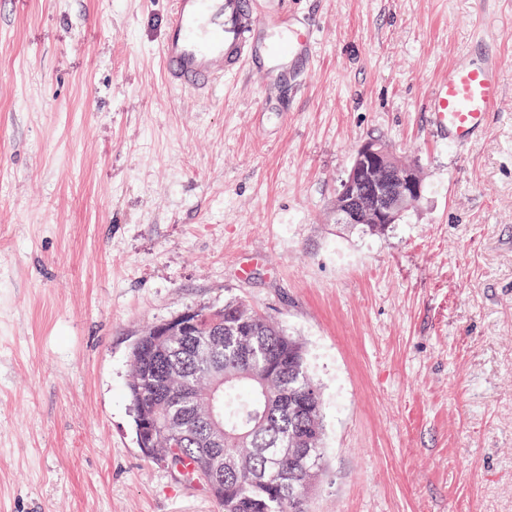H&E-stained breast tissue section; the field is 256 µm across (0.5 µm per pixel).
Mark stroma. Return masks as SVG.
Wrapping results in <instances>:
<instances>
[{"mask_svg": "<svg viewBox=\"0 0 512 512\" xmlns=\"http://www.w3.org/2000/svg\"><path fill=\"white\" fill-rule=\"evenodd\" d=\"M170 0H0V512H219L149 459L126 396L147 326L240 297L323 399L309 512H512V0H296L319 24L287 111L252 74L169 87ZM490 14L484 137L433 136L434 81ZM424 192L336 221L357 150Z\"/></svg>", "mask_w": 512, "mask_h": 512, "instance_id": "stroma-1", "label": "stroma"}]
</instances>
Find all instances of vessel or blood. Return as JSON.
Segmentation results:
<instances>
[{
    "instance_id": "vessel-or-blood-1",
    "label": "vessel or blood",
    "mask_w": 512,
    "mask_h": 512,
    "mask_svg": "<svg viewBox=\"0 0 512 512\" xmlns=\"http://www.w3.org/2000/svg\"><path fill=\"white\" fill-rule=\"evenodd\" d=\"M317 31L312 17L276 0H171L160 47L165 81L207 97L226 74L246 71L285 89L311 71ZM501 67L487 39L450 62L428 98L431 133L457 147L474 144L499 108Z\"/></svg>"
}]
</instances>
